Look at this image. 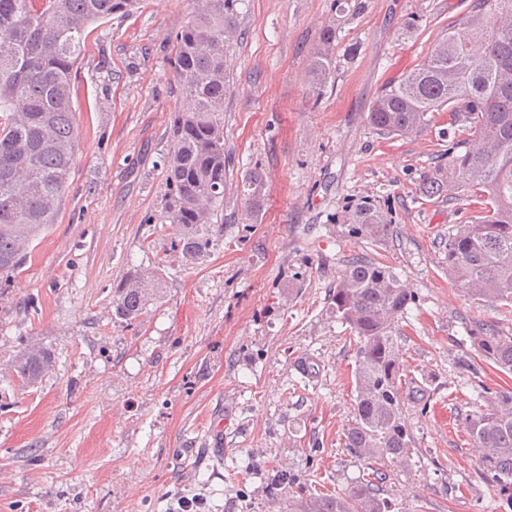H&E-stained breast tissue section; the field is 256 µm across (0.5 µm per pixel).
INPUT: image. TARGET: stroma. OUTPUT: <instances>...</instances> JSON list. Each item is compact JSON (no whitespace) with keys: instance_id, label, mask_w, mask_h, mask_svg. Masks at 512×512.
I'll return each mask as SVG.
<instances>
[{"instance_id":"1","label":"stroma","mask_w":512,"mask_h":512,"mask_svg":"<svg viewBox=\"0 0 512 512\" xmlns=\"http://www.w3.org/2000/svg\"><path fill=\"white\" fill-rule=\"evenodd\" d=\"M472 0H241L227 51L224 231L185 263L165 214L163 158L185 106L171 67L192 0H136L90 25L72 75L80 132L55 224L22 273L0 279V512H288L381 471L398 512H512L465 427L512 390L475 337L512 336V306L476 303L448 278V233L467 197L422 194L448 162V111L420 133L367 122L387 82L421 64ZM414 30H407V23ZM335 25L333 68L310 71ZM263 175L248 209L243 179ZM389 202L383 239L344 216ZM385 263L414 301L396 325L410 433L401 464L345 446L356 338L331 314L348 261ZM161 271L159 298L132 323L114 314L130 269ZM51 351L40 382L6 375L23 348ZM223 456L212 452L215 439ZM289 485H280V472Z\"/></svg>"}]
</instances>
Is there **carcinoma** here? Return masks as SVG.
I'll use <instances>...</instances> for the list:
<instances>
[{"label": "carcinoma", "mask_w": 512, "mask_h": 512, "mask_svg": "<svg viewBox=\"0 0 512 512\" xmlns=\"http://www.w3.org/2000/svg\"><path fill=\"white\" fill-rule=\"evenodd\" d=\"M135 0H0V277L19 273L29 249L55 223L79 132L71 105L73 69L88 25L130 14ZM239 0H196L174 37L173 71L190 106L173 113L164 157L169 223L180 229L187 263L204 257L224 232L225 46L237 31ZM336 29L319 36L311 71L329 76ZM451 112L468 131L464 150L423 179L428 196L473 200L471 223L448 234V278L468 298L512 304V0H473L467 18L448 27L417 68L373 102L369 124L384 135L417 132L430 112ZM356 233L374 239L392 230L389 210L364 199L348 210ZM162 274L133 269L115 290V316L137 320L155 299ZM413 295L390 267L349 262L340 273L331 313L357 337L355 419L345 447L371 460L402 461L409 440L400 391L402 364L394 323ZM485 359L512 371V337L478 336ZM53 367L50 351H20L10 365L24 385ZM483 468L512 504V391L485 413L466 418ZM292 512H392L372 480L355 481L329 497L300 498Z\"/></svg>", "instance_id": "cac0c4a2"}]
</instances>
